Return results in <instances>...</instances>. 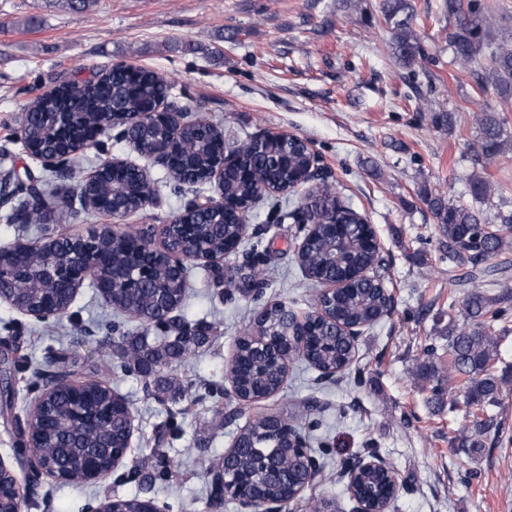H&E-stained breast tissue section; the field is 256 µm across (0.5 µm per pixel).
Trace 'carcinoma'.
Instances as JSON below:
<instances>
[{
    "label": "carcinoma",
    "instance_id": "obj_1",
    "mask_svg": "<svg viewBox=\"0 0 512 512\" xmlns=\"http://www.w3.org/2000/svg\"><path fill=\"white\" fill-rule=\"evenodd\" d=\"M445 7L454 20L448 42L457 62L470 70L479 91L491 88L499 97L511 98L512 46L487 41L492 20L483 13L479 0H445ZM380 13L392 33L397 57L405 64L415 62L421 47L413 30L415 9L411 0H382ZM168 90V82L158 72L144 67L131 72L121 65L94 80L62 82L23 109L24 149L53 152L70 163L74 158L69 153L79 147L89 131L98 129L103 135L110 132L112 114L116 112L136 119L146 104L165 99ZM479 131L485 160L505 154L509 137L493 110H484ZM128 138L145 155L155 147L156 131L135 123L128 128ZM180 139L190 155L178 154L171 162L169 179L177 189L184 182H203L209 177L213 160L224 144V130L206 119L200 125L183 128ZM233 151L239 160L224 170V200L237 205L254 201L260 182L286 181L288 174L301 172L309 161L308 152L295 142L271 141L262 147L244 142ZM17 188L21 205L33 203L44 210L32 222L47 221L54 205L48 180L28 172L17 180ZM95 189L102 199L118 197L132 212L141 209L143 197L155 194L151 183L134 168L122 170L115 179L110 174L98 177ZM337 198L335 188L325 185L301 197L300 205L315 208L326 220L329 206ZM426 202L448 239V282L469 289L463 302L464 317L475 323L472 328L448 325V412L463 406L465 413L478 422L477 430L457 436V447L480 448L483 435L493 425V419L483 414L488 407L498 405L501 392L502 379L497 374L500 337L495 324L507 316V308L502 306L505 299L483 292L493 283L484 263L512 250V231H508L512 228V213L498 215L500 226L496 227L485 222L480 212L450 204L440 196L428 197ZM355 214L350 207H336V223L346 225L348 248H339L322 230L313 232L305 242L301 264L315 288L313 308L322 305L328 315L311 323L305 348H298L288 335L287 312L280 303L265 306L247 332L237 338L227 377L234 383L239 404L249 407L279 393L288 363L294 360L319 371L341 372L352 362L355 346L341 334L340 325L370 326L388 315L378 282L359 276L360 270L377 264V252L373 228L355 222ZM244 236V223L233 212L222 219L191 213L184 223L167 229L165 244L178 253L199 248L223 254L238 246ZM91 249L98 256L93 277L119 288L110 299L113 306L148 326L162 323L175 332L154 345L144 336L119 337L125 371L152 379L154 395L160 402L187 393L180 381L163 374L169 364L186 359L209 341L202 327L167 317L183 302L186 276L175 271L171 257L126 239L102 238L93 242ZM67 250L64 239L55 241L52 253L47 242L36 239L15 253L10 272L22 287L4 294L7 303L30 311L50 299L56 317L64 316L72 285L59 280L52 261ZM332 281L344 283L345 288L336 297L325 299L321 287ZM127 405L103 380L86 379L78 390L65 385L48 390L37 410L24 412L27 429L21 437L22 451L36 455L46 475L64 484L84 485L89 471L106 474L112 461L123 455L131 432ZM223 461L229 479L242 474L252 476L253 490L260 497L280 499L293 492V485L281 483V472L292 474L297 484L304 482L297 454L270 425L268 414L256 415L239 430ZM359 489L377 508L386 507L393 495L377 472L364 473ZM148 492L149 488L143 487L132 497L116 498L112 512H145L150 501Z\"/></svg>",
    "mask_w": 512,
    "mask_h": 512
}]
</instances>
